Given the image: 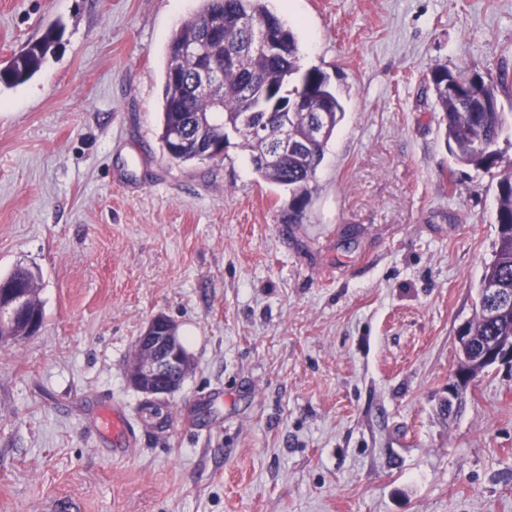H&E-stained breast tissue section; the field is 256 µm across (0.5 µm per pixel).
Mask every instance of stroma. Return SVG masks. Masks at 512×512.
<instances>
[{
  "label": "stroma",
  "instance_id": "1",
  "mask_svg": "<svg viewBox=\"0 0 512 512\" xmlns=\"http://www.w3.org/2000/svg\"><path fill=\"white\" fill-rule=\"evenodd\" d=\"M346 112L298 223L229 144L163 152L166 49L201 0H0V277L45 313L0 341V512H512V362L449 413L494 257L496 184L454 163L427 76L506 74L512 0H269ZM159 315L192 326L172 394L128 380ZM121 404L126 460L90 427ZM56 29L48 28L39 40L15 54L8 65L0 70V82L7 86H17L32 78L58 43ZM469 373L464 369L463 363L460 361L459 365L453 372V378L448 383V411L458 410L462 404V389L464 382L466 384L471 380Z\"/></svg>",
  "mask_w": 512,
  "mask_h": 512
}]
</instances>
